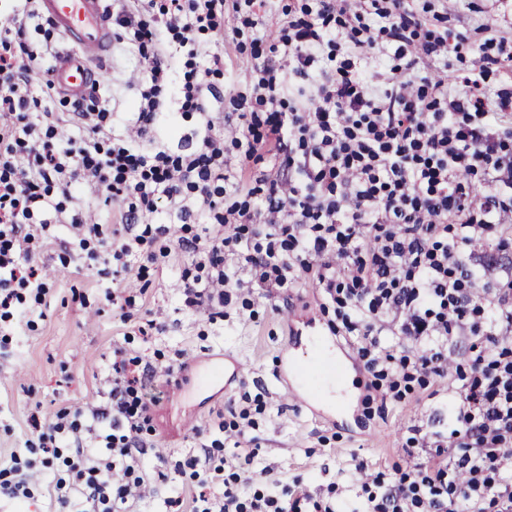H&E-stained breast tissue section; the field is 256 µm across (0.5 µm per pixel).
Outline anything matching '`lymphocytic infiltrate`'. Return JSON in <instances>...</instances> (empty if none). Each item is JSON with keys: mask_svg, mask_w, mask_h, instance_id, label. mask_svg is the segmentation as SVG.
<instances>
[{"mask_svg": "<svg viewBox=\"0 0 512 512\" xmlns=\"http://www.w3.org/2000/svg\"><path fill=\"white\" fill-rule=\"evenodd\" d=\"M274 0H133L113 25L140 65L135 135L113 134L108 98L89 95L79 135L60 139L70 115L28 78L41 54L23 40L36 0H17L0 27V328L44 314L49 287L32 260L48 238L47 210L64 214L80 186L111 205V233L72 217L84 264L98 275L145 276L172 249L191 256L181 276L185 309L223 317L233 295L308 282L332 310L382 401L448 374V338L476 343L455 371L448 435L413 429L407 454L423 460L379 471L352 503L313 496L282 480L260 482L244 463L204 446L189 460V512H512V45L494 39L464 77L448 55L466 37L430 29L410 0H297L276 35L255 45L249 96L233 97L239 134L225 138L203 101L220 74L224 12L263 33ZM207 32V51L196 40ZM391 53L366 78L354 56ZM187 58L176 79L169 57ZM500 84L486 85L491 75ZM301 86H294L292 78ZM198 111V146L178 153L154 133L170 100ZM250 160L273 148L287 177L244 182L225 145ZM490 186L476 196L473 183ZM168 203L182 224L175 246L151 218ZM197 209L195 227L185 225ZM482 251H474V242ZM177 368L119 351L110 404L94 410L86 440L82 410L55 422L0 460V503L49 491L55 512H132L151 474L143 432L152 404L143 390ZM221 478L222 495L209 493Z\"/></svg>", "mask_w": 512, "mask_h": 512, "instance_id": "f902f5d3", "label": "lymphocytic infiltrate"}]
</instances>
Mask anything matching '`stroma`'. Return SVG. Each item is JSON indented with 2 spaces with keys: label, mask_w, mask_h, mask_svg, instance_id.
<instances>
[{
  "label": "stroma",
  "mask_w": 512,
  "mask_h": 512,
  "mask_svg": "<svg viewBox=\"0 0 512 512\" xmlns=\"http://www.w3.org/2000/svg\"><path fill=\"white\" fill-rule=\"evenodd\" d=\"M234 27L232 15H225L223 56L234 83L229 86L217 78L208 98V109L219 123L230 109V96L248 91L252 75L244 52L249 39L236 35ZM104 69L100 91L112 103L115 132L123 134L137 97L138 61L119 43ZM50 233L52 245L36 258L50 275L46 315L0 350V422L11 427L10 432L0 431L1 457L29 435L32 418L48 423L63 406L87 412L106 406L105 381L117 348L162 365L184 361L203 370L211 357L233 355L250 366L248 375L228 388L219 384L201 390L189 378L176 397L165 380L148 386V393L160 400L154 407L156 433L146 442L162 449L164 458L151 457L146 464L163 471L166 480L163 498L141 503V512H167L164 497L182 491L178 464L199 444L221 436L227 441L226 455H252L255 469L268 467L275 476L298 479L317 496H327L329 484L338 483L342 498L352 501L370 474L395 463L411 464L403 445L413 428L442 432L448 426L452 378L417 391L406 402L385 404L375 397L368 374L344 343L334 348L351 380L343 406L327 405L318 414L282 397L277 373L284 346L330 335L319 310L320 292L310 284H299L286 299L277 291H256L249 309L231 304L225 319L212 322L182 307L180 274L191 263L184 254H174L155 271L150 285H142L131 272L109 281L85 267L68 225H52ZM113 287L140 295L155 323L147 336L113 314L105 299ZM257 404L262 410L244 438L219 432L220 422H232L242 408Z\"/></svg>",
  "instance_id": "stroma-1"
}]
</instances>
